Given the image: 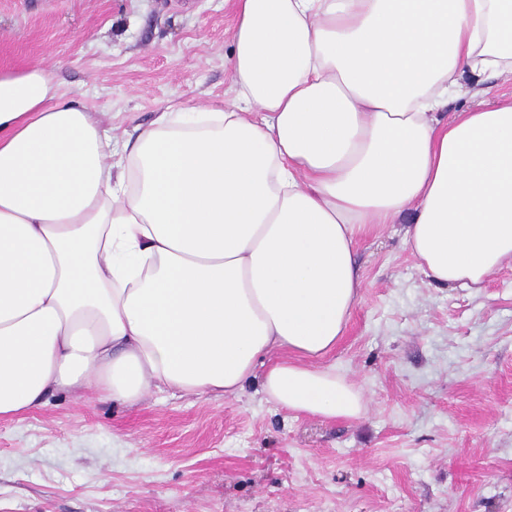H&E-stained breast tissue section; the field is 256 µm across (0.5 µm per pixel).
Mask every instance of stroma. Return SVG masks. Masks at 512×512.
Here are the masks:
<instances>
[{
	"mask_svg": "<svg viewBox=\"0 0 512 512\" xmlns=\"http://www.w3.org/2000/svg\"><path fill=\"white\" fill-rule=\"evenodd\" d=\"M232 0H0V68L43 67L124 138L230 99ZM402 222L357 244L365 284L322 364L352 420L151 386L49 394L0 421V512H512V266L431 285Z\"/></svg>",
	"mask_w": 512,
	"mask_h": 512,
	"instance_id": "obj_1",
	"label": "stroma"
}]
</instances>
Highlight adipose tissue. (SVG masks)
Returning <instances> with one entry per match:
<instances>
[{
  "instance_id": "obj_1",
  "label": "adipose tissue",
  "mask_w": 512,
  "mask_h": 512,
  "mask_svg": "<svg viewBox=\"0 0 512 512\" xmlns=\"http://www.w3.org/2000/svg\"><path fill=\"white\" fill-rule=\"evenodd\" d=\"M232 103L117 141L39 66L0 71V421L54 390L148 385L357 419L320 367L361 298L359 238L405 213L437 286L512 264V0H234ZM461 82L471 86L479 82L477 88H488L491 92L489 95H485L483 97L478 96L474 98H463L449 101L448 105L438 113V117L442 122L451 121L456 114L455 112L483 108L486 102L493 97L502 99L503 97H509L512 93L511 74H502L498 77L492 76L487 81H481L476 77L465 74L462 76Z\"/></svg>"
}]
</instances>
